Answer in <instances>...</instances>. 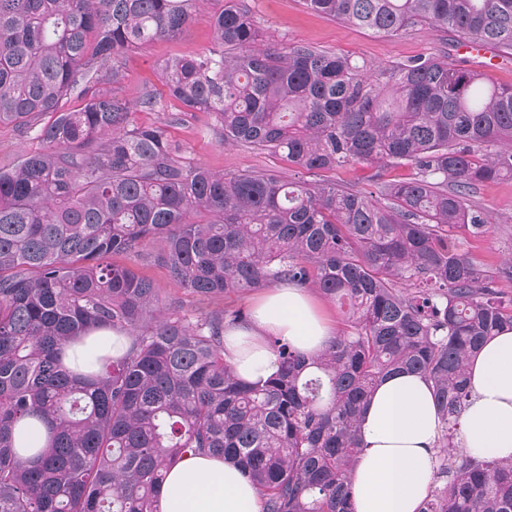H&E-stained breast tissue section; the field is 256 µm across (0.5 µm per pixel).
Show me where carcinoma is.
Masks as SVG:
<instances>
[{
  "instance_id": "1",
  "label": "carcinoma",
  "mask_w": 512,
  "mask_h": 512,
  "mask_svg": "<svg viewBox=\"0 0 512 512\" xmlns=\"http://www.w3.org/2000/svg\"><path fill=\"white\" fill-rule=\"evenodd\" d=\"M204 0H0V124L46 150L0 168V512H159L164 473L187 456L238 466L262 512H353L357 419L399 372L432 384L443 455L420 512H512V460L459 449L467 364L512 330V256L492 268L452 242L484 232L479 185L512 177V85L439 56L357 66L262 38L243 0L212 17L213 48L161 66L181 112L213 114L224 144L315 174L376 169L377 191L188 161L138 125L116 90L124 54L178 35ZM379 35L425 23L512 51V0H304ZM84 100L63 110L72 94ZM52 113L44 126L34 116ZM409 164L413 177L383 169ZM193 297L165 304L136 263ZM286 282L344 314L317 356L271 336L278 370L239 380L227 295ZM123 353L79 369L94 331Z\"/></svg>"
}]
</instances>
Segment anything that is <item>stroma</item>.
I'll return each instance as SVG.
<instances>
[{
  "instance_id": "stroma-1",
  "label": "stroma",
  "mask_w": 512,
  "mask_h": 512,
  "mask_svg": "<svg viewBox=\"0 0 512 512\" xmlns=\"http://www.w3.org/2000/svg\"><path fill=\"white\" fill-rule=\"evenodd\" d=\"M222 5L223 0H208L177 37L161 38L128 53L120 92L133 102L148 91L161 95L163 101L157 110L135 113L134 119L143 125L165 127L170 140L185 150L191 162L228 174L252 168L294 174V167L285 158L245 146L223 145L222 127L212 115L199 112L177 122L171 119L175 104L163 96L160 65L174 56L195 55L210 49L214 43L212 15ZM245 5L273 43L282 47L303 42L376 65H389L416 56L442 55L464 68L479 70L483 67L482 59L462 54L454 34L427 26H418L394 37H382L312 12L304 6L303 0H245ZM474 199L490 216L491 222L483 234L464 235L460 241L475 261L493 266L512 253V179L484 183L477 189Z\"/></svg>"
}]
</instances>
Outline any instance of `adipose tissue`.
Segmentation results:
<instances>
[{"mask_svg": "<svg viewBox=\"0 0 512 512\" xmlns=\"http://www.w3.org/2000/svg\"><path fill=\"white\" fill-rule=\"evenodd\" d=\"M288 338L310 355L332 338L328 320L303 289L271 288L251 321L224 331V356L253 382L276 372L267 337ZM470 404L462 415L461 447L512 458V330L491 338L467 366ZM364 449L353 477L354 512H419L436 477L441 423L432 386L422 375L382 381L358 420ZM161 512H260L259 490L241 470L215 457L184 458L166 474Z\"/></svg>", "mask_w": 512, "mask_h": 512, "instance_id": "1", "label": "adipose tissue"}]
</instances>
